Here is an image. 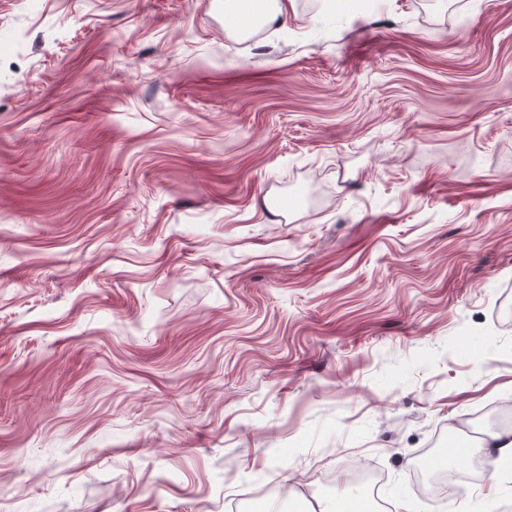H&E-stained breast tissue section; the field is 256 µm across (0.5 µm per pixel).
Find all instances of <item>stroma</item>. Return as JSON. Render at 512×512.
<instances>
[{
  "label": "stroma",
  "mask_w": 512,
  "mask_h": 512,
  "mask_svg": "<svg viewBox=\"0 0 512 512\" xmlns=\"http://www.w3.org/2000/svg\"><path fill=\"white\" fill-rule=\"evenodd\" d=\"M512 0H0L10 512H512ZM468 468L458 495L415 473ZM464 453L468 457H486L495 463L487 477L488 485L495 487L500 480L499 463L512 460V430L490 433L479 442L464 448ZM320 512H367L371 511L365 506V500L361 492H350L340 490L336 498L325 507L319 509Z\"/></svg>",
  "instance_id": "stroma-1"
}]
</instances>
